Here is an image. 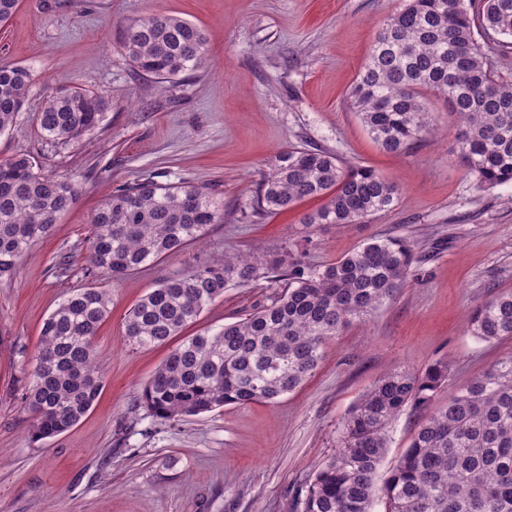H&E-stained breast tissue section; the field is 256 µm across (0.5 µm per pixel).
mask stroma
I'll use <instances>...</instances> for the list:
<instances>
[{"mask_svg": "<svg viewBox=\"0 0 512 512\" xmlns=\"http://www.w3.org/2000/svg\"><path fill=\"white\" fill-rule=\"evenodd\" d=\"M404 0H20L0 26V62L28 68L32 85L0 160L27 155L48 176L73 172L84 189L54 231L34 242L19 272L0 279V512H301L317 468L331 458L351 405L382 375L448 363L444 395L512 352V338L472 336L466 315L512 290V183L478 189L453 134L388 152L350 108L348 91L379 24ZM205 30L209 64L162 84L120 47L148 13ZM61 86L106 92L99 127L50 144L33 115ZM292 145L326 150L396 184L389 210L363 223L307 231L306 200L256 217L251 202L272 159ZM150 178L208 188L224 221L202 241L116 282L90 270L91 216L119 186ZM415 245L407 284L325 345L316 371L273 403L158 421L139 403L168 347L133 348L127 312L187 267L237 252L259 261L303 245L311 265L374 239ZM106 288L112 312L96 341L103 391L82 421L35 443L23 395L44 319L72 290ZM267 288H230L186 335L215 329L266 303ZM421 420L405 409L389 429L386 478Z\"/></svg>", "mask_w": 512, "mask_h": 512, "instance_id": "1", "label": "stroma"}]
</instances>
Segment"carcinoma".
Returning <instances> with one entry per match:
<instances>
[{
    "label": "carcinoma",
    "instance_id": "carcinoma-1",
    "mask_svg": "<svg viewBox=\"0 0 512 512\" xmlns=\"http://www.w3.org/2000/svg\"><path fill=\"white\" fill-rule=\"evenodd\" d=\"M490 47L512 51V0H406L380 24L350 105L381 148L401 152L440 130L428 99H443L457 151L477 186L511 183L512 82L488 63ZM121 49L139 71L165 82L208 63L204 31L171 14L131 21ZM31 83L26 67L0 64V133L13 125ZM107 105L102 94L62 87L35 113L36 125L50 142L67 144L98 128ZM82 189L81 175L46 177L24 155L0 161V278L19 271L29 247L53 232ZM398 195L397 185L371 169L291 147L270 164L252 209L260 217L320 198L302 220L314 230L357 224L390 208ZM223 222L224 201L205 187L138 180L112 191L94 213L89 262L119 281ZM412 262V244L389 238L324 266L310 265L297 249L266 262L229 253L222 263L165 279L126 315L128 345L168 344L228 288L279 292L247 316L170 349L140 404L167 422L296 390L319 366L329 339L404 286ZM111 309L107 290L79 288L44 320L23 396L32 442L69 431L98 400L96 337ZM467 330L484 341L512 337V291L473 310ZM447 384L446 361L418 375L381 376L351 408L336 454L316 472L302 512H373L378 499L384 512H512V354L439 403ZM408 406L426 414L379 485L388 428Z\"/></svg>",
    "mask_w": 512,
    "mask_h": 512
}]
</instances>
